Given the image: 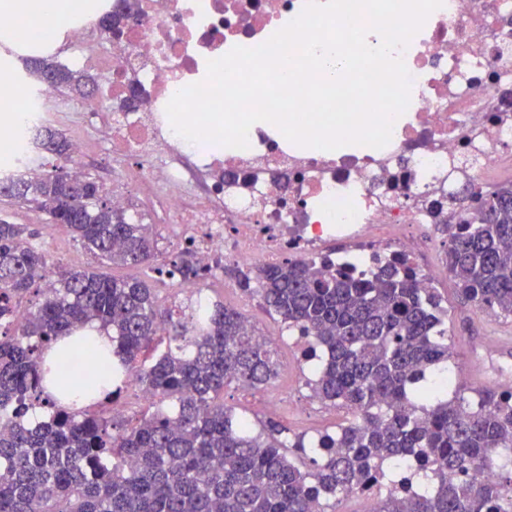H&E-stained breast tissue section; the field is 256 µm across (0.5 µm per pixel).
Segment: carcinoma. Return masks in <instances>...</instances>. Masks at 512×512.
I'll use <instances>...</instances> for the list:
<instances>
[{
    "instance_id": "carcinoma-1",
    "label": "carcinoma",
    "mask_w": 512,
    "mask_h": 512,
    "mask_svg": "<svg viewBox=\"0 0 512 512\" xmlns=\"http://www.w3.org/2000/svg\"><path fill=\"white\" fill-rule=\"evenodd\" d=\"M26 72L83 98L94 75L48 56ZM56 163L29 179L0 181V197L69 226L93 257L140 266L147 278H115L93 266L52 269L32 243L38 231L0 218V512H336L371 485L373 512H512V390L452 387L451 337L442 297L419 288L420 271L380 264L373 279L326 264L286 261L224 266L259 298L319 365L312 396L357 416L307 441L274 420L224 405L232 384L266 387L277 375L270 342L221 301L158 303L148 280L199 282L212 272L187 249L159 260L152 225L95 207L106 194L68 166L71 143L48 126ZM462 218L442 225L445 266L458 295L480 311L512 316V182H469L454 197ZM39 303L15 315L33 287ZM87 325L112 331V354L83 347L52 369L41 355ZM115 388L99 410H58L43 384L69 393L78 377L91 398L100 367ZM148 405L113 414L125 375ZM46 418L31 423L35 408Z\"/></svg>"
}]
</instances>
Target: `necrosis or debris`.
<instances>
[{
  "instance_id": "1",
  "label": "necrosis or debris",
  "mask_w": 512,
  "mask_h": 512,
  "mask_svg": "<svg viewBox=\"0 0 512 512\" xmlns=\"http://www.w3.org/2000/svg\"><path fill=\"white\" fill-rule=\"evenodd\" d=\"M307 0H65L52 38L27 48H76L68 63L93 65L106 89L87 97V117L104 126L123 185L112 204L160 215L182 228L201 265L267 266L289 257L374 270L376 259L421 247L417 224L448 219L460 183L512 176V0H444L400 51L410 102L381 149L304 148L275 125L252 126L249 148L190 141L166 105L201 82L207 63L233 47L265 43ZM111 13L119 36L97 17ZM56 92L0 115V177L39 171L28 136L47 124ZM341 240L350 253L328 251Z\"/></svg>"
}]
</instances>
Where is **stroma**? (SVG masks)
<instances>
[{
    "label": "stroma",
    "instance_id": "stroma-1",
    "mask_svg": "<svg viewBox=\"0 0 512 512\" xmlns=\"http://www.w3.org/2000/svg\"><path fill=\"white\" fill-rule=\"evenodd\" d=\"M58 110L60 117L54 122V129L69 138L81 136L87 142L85 155L77 160L81 169L107 188L120 186V168L112 162L105 134L102 130L88 128L79 100L61 96ZM5 217L12 223L39 229L35 243L47 252L51 266L86 267L93 264V257L73 238L68 228L49 226L43 213L15 204L8 206ZM200 288L209 298L237 309L261 334L274 337L279 389L288 395L286 403L268 411L258 404L260 392L232 385L224 391L226 406L254 418L275 419L287 426L291 433L308 438L334 431L344 422L345 409L323 404L312 397L305 384L308 365L301 347L287 335L280 321L264 311L258 298L243 293L233 280L219 272L202 281ZM438 289L448 310L446 322L453 340L448 366L457 383L468 388L497 384L512 386V317L474 311L470 303L457 298L451 279H443Z\"/></svg>",
    "mask_w": 512,
    "mask_h": 512
}]
</instances>
